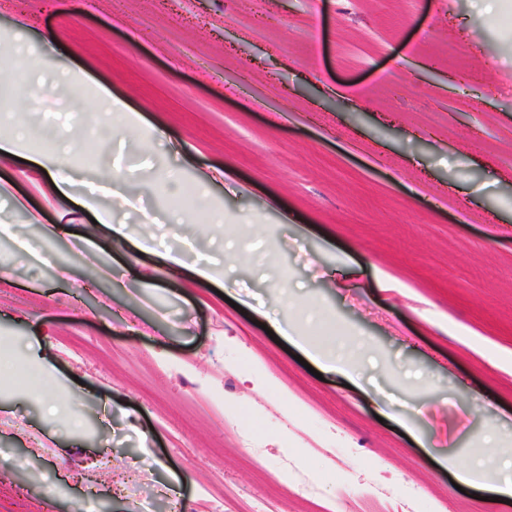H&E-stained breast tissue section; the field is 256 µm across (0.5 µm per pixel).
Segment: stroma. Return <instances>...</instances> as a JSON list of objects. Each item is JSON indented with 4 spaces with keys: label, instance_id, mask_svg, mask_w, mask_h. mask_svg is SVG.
I'll return each instance as SVG.
<instances>
[{
    "label": "stroma",
    "instance_id": "35a3bbf8",
    "mask_svg": "<svg viewBox=\"0 0 512 512\" xmlns=\"http://www.w3.org/2000/svg\"><path fill=\"white\" fill-rule=\"evenodd\" d=\"M473 4L0 0L35 70L89 77L80 100L0 105V132L49 149L62 113L75 193L129 232L86 216L49 236L66 202L0 159V512H164L174 473L181 512H296L302 482L320 512H360L364 489L393 512H512L435 451L491 435L512 473V0ZM101 88L146 128L105 136ZM251 224L227 263L215 240ZM308 302L337 343L369 338L358 375L316 378L262 329Z\"/></svg>",
    "mask_w": 512,
    "mask_h": 512
}]
</instances>
